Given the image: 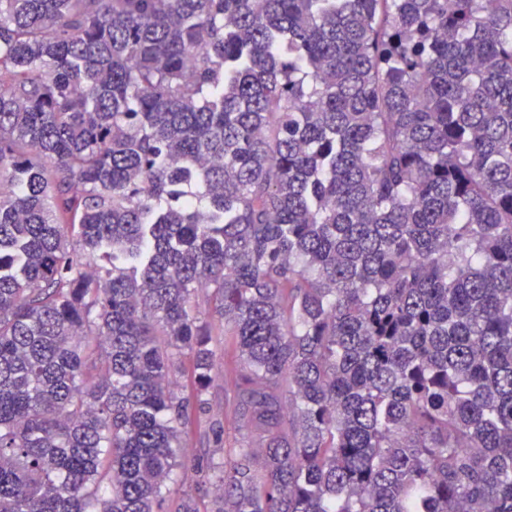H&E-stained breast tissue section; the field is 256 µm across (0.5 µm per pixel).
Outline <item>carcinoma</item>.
I'll use <instances>...</instances> for the list:
<instances>
[{"label":"carcinoma","mask_w":512,"mask_h":512,"mask_svg":"<svg viewBox=\"0 0 512 512\" xmlns=\"http://www.w3.org/2000/svg\"><path fill=\"white\" fill-rule=\"evenodd\" d=\"M216 329L265 435L203 468ZM190 472L512 512V0H0V512Z\"/></svg>","instance_id":"obj_1"}]
</instances>
